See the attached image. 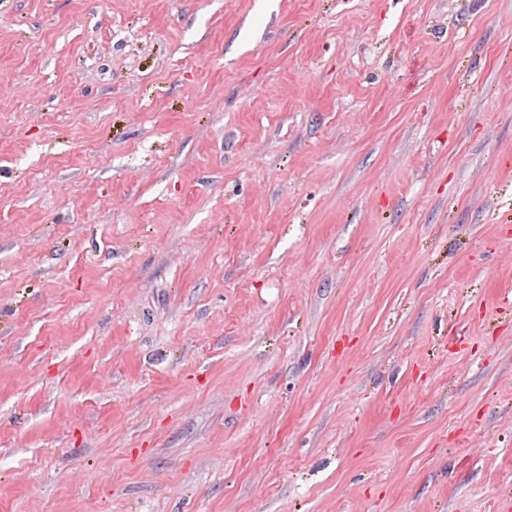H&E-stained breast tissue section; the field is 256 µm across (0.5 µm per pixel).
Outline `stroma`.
Wrapping results in <instances>:
<instances>
[{
    "instance_id": "stroma-1",
    "label": "stroma",
    "mask_w": 512,
    "mask_h": 512,
    "mask_svg": "<svg viewBox=\"0 0 512 512\" xmlns=\"http://www.w3.org/2000/svg\"><path fill=\"white\" fill-rule=\"evenodd\" d=\"M0 512H512V0H0Z\"/></svg>"
}]
</instances>
